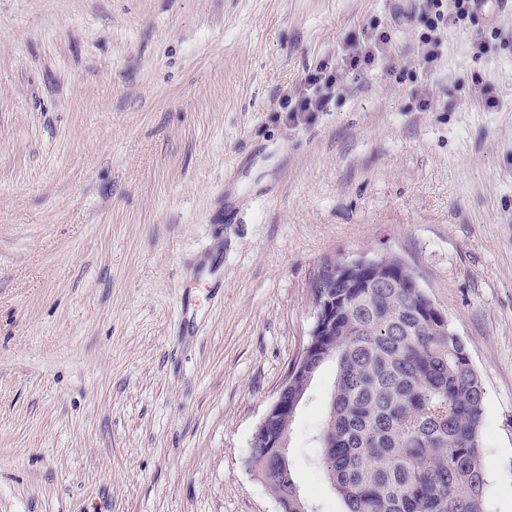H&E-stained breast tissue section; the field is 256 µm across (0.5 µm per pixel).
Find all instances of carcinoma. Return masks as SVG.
<instances>
[{"label":"carcinoma","instance_id":"1","mask_svg":"<svg viewBox=\"0 0 512 512\" xmlns=\"http://www.w3.org/2000/svg\"><path fill=\"white\" fill-rule=\"evenodd\" d=\"M393 263L362 288L323 278L337 304L336 332L319 337V368L335 366L321 471L344 512H485L482 380L464 340ZM252 463L288 512H315L289 461L254 448Z\"/></svg>","mask_w":512,"mask_h":512}]
</instances>
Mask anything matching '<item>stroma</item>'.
Segmentation results:
<instances>
[{
    "label": "stroma",
    "instance_id": "obj_1",
    "mask_svg": "<svg viewBox=\"0 0 512 512\" xmlns=\"http://www.w3.org/2000/svg\"><path fill=\"white\" fill-rule=\"evenodd\" d=\"M416 10L0 0V512H277L252 435L308 341L318 264L360 255L401 259L465 341L486 512H512V12L478 59L449 29L426 76ZM374 22L390 70L290 122L279 97ZM333 379L288 440L319 512L343 509L314 439Z\"/></svg>",
    "mask_w": 512,
    "mask_h": 512
}]
</instances>
